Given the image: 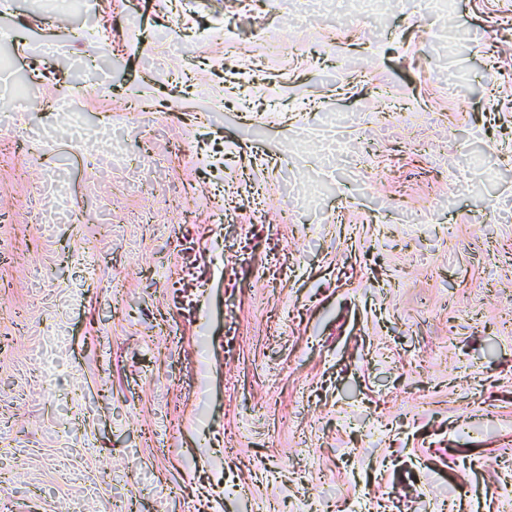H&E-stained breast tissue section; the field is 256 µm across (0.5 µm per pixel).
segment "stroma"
Listing matches in <instances>:
<instances>
[{"mask_svg":"<svg viewBox=\"0 0 512 512\" xmlns=\"http://www.w3.org/2000/svg\"><path fill=\"white\" fill-rule=\"evenodd\" d=\"M305 2L0 0V512H512V0Z\"/></svg>","mask_w":512,"mask_h":512,"instance_id":"35a3bbf8","label":"stroma"}]
</instances>
